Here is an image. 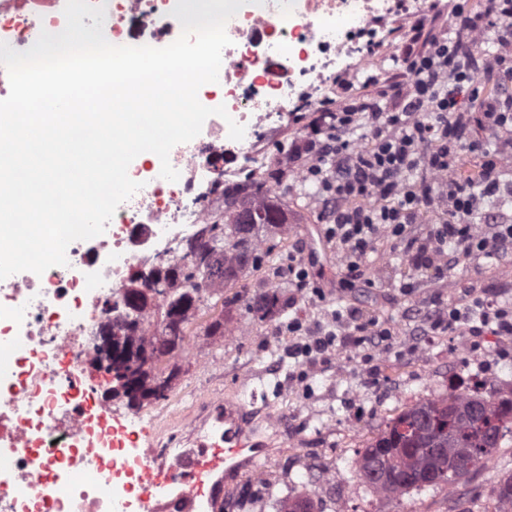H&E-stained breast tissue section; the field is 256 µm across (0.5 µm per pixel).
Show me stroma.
<instances>
[{
	"label": "stroma",
	"mask_w": 512,
	"mask_h": 512,
	"mask_svg": "<svg viewBox=\"0 0 512 512\" xmlns=\"http://www.w3.org/2000/svg\"><path fill=\"white\" fill-rule=\"evenodd\" d=\"M304 112L300 120L265 130L258 138L273 163L264 180L272 189V199L288 216L290 237L287 250H280L278 234H268L272 262L286 261L288 254L303 256L311 276L324 290L323 297L299 291L285 278L256 271L247 266L224 288V333L208 335L209 316H202L187 331V350L178 358L180 372L173 381L168 400L140 408L128 405L126 398H111L114 416L137 414L135 425L140 446L150 450L173 447L189 450L197 447L201 435L218 426V405L231 399L248 413L246 431L261 446L256 466L224 476L214 495L212 512H278L283 499L314 493L306 477L310 466L330 473L336 483L347 489L344 512H457V500L444 487L411 491L397 499L377 496L353 475V457L362 451L387 426L400 409L392 402L373 398L367 405L364 424L359 431L346 425V397L356 389H367L371 380L352 372L338 376L335 359L318 366L307 385L305 399L291 401L287 393L296 384L302 368L300 359L289 357L278 347L279 329L289 318L303 314L309 322L332 328L336 311L352 307L385 322L400 332V340L374 355L382 369L398 376L405 403H413L427 394L448 391V347L462 345L469 337L464 330L450 331L439 341L417 346V314L434 300L447 304L460 302L459 282L497 295L499 302L512 304V260H487L478 269L456 268L439 284L424 283L413 294L399 288L400 280L414 276L393 245H377L370 264L381 276L374 287L341 291L336 247L325 238L318 211L311 206L313 188L298 183L288 170L286 152L294 138L304 134L312 120ZM277 293L279 302L267 315H256L252 307L260 296ZM266 387L269 402L281 411L278 430H271L262 418L265 402L253 400L251 391ZM273 475L263 488L254 483L260 471ZM512 474V438L504 437L488 467L474 470L463 482L475 512H492V493L498 478Z\"/></svg>",
	"instance_id": "35a3bbf8"
}]
</instances>
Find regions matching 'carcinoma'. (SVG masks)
Returning <instances> with one entry per match:
<instances>
[{
    "instance_id": "carcinoma-1",
    "label": "carcinoma",
    "mask_w": 512,
    "mask_h": 512,
    "mask_svg": "<svg viewBox=\"0 0 512 512\" xmlns=\"http://www.w3.org/2000/svg\"><path fill=\"white\" fill-rule=\"evenodd\" d=\"M262 202L235 205V199L224 197V223L206 225V244L193 243L185 249L184 263L174 268V273L189 284L197 278L201 267H213L217 272L206 282V288L170 287L169 275L157 279L151 298L160 302L162 321L177 318L174 339L166 354L183 349L185 325L196 318L205 304V298L224 290V282L235 277L244 266L239 247L248 250V260L259 263L264 252L261 239H252L251 230L259 224H285L284 213L266 196L260 195L261 186L245 184ZM146 302L135 306L131 325L120 326L108 332L107 344L94 345L99 361L111 356L112 346L119 343H135L153 347L158 343L157 328L147 329L144 317ZM133 373L144 375L146 371L162 375L149 382L148 395L132 394L128 403L143 405L144 400L164 401L171 391V380L176 369L165 373L158 363L143 370L145 362L133 363ZM512 433V398L493 402L492 396L468 395L454 388L444 397L409 408L396 416L379 436L365 448L355 461L359 480L371 486L385 498L403 496L411 490L445 486L453 489L476 468L487 464L500 448L503 433ZM497 512H512V476L498 483ZM280 512H313L311 499L301 497L282 502Z\"/></svg>"
}]
</instances>
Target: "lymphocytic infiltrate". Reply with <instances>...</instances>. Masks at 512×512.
<instances>
[{
  "label": "lymphocytic infiltrate",
  "instance_id": "obj_1",
  "mask_svg": "<svg viewBox=\"0 0 512 512\" xmlns=\"http://www.w3.org/2000/svg\"><path fill=\"white\" fill-rule=\"evenodd\" d=\"M397 34L402 82L355 89L337 75L341 99L319 109L305 136L288 145L289 162L317 188L345 290L375 285L378 271L367 258L383 238L434 282L460 262L476 266L512 252V218L483 206L512 199V0L465 15L446 33L415 24ZM484 39L495 50H476ZM387 95L384 110L378 100ZM426 216V236L413 235ZM346 318L368 348L359 358L368 365L391 329L357 308ZM424 322L435 331L463 326L474 336H511L512 305L484 293L463 309L434 304Z\"/></svg>",
  "mask_w": 512,
  "mask_h": 512
}]
</instances>
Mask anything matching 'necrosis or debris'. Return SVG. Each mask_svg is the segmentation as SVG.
Masks as SVG:
<instances>
[{
	"label": "necrosis or debris",
	"instance_id": "4bbe7bcc",
	"mask_svg": "<svg viewBox=\"0 0 512 512\" xmlns=\"http://www.w3.org/2000/svg\"><path fill=\"white\" fill-rule=\"evenodd\" d=\"M104 4L103 33L113 45L163 48L182 33L176 0ZM392 12L393 0H249L226 24L231 44L218 82L198 91L201 104L234 115L243 139H230L224 119L209 117L170 152L178 181L161 177L160 162H132L128 174L141 188L103 234L69 244L67 265L0 280V349L10 353L0 360V486L13 489L0 495V512H113L116 490L139 488L141 467L126 456L137 432L101 435L91 416L107 405L83 383L90 340L113 321L107 302L133 273L182 259L186 241L213 220L199 198L215 183L262 176L268 157L256 136L287 119L300 93L327 94V72L370 65L368 42L393 53L379 36ZM64 27L60 0H0V42L14 50Z\"/></svg>",
	"mask_w": 512,
	"mask_h": 512
}]
</instances>
